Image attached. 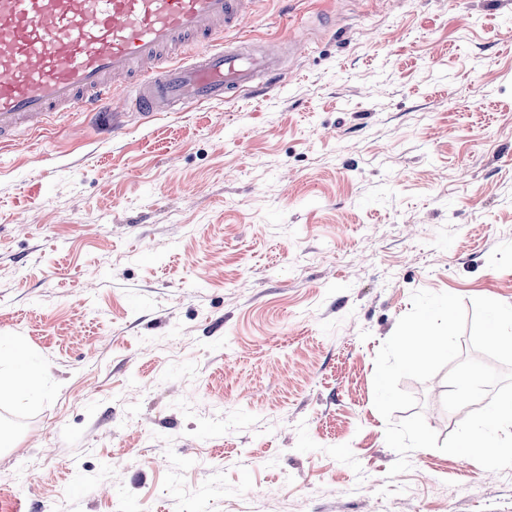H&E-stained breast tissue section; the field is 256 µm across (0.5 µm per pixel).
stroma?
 Masks as SVG:
<instances>
[{"label": "stroma", "mask_w": 512, "mask_h": 512, "mask_svg": "<svg viewBox=\"0 0 512 512\" xmlns=\"http://www.w3.org/2000/svg\"><path fill=\"white\" fill-rule=\"evenodd\" d=\"M288 78L0 147L6 512H512V468L398 455L375 356L425 289L512 305V0H264ZM446 438L444 374L401 383ZM44 372L33 364L27 351L5 340L0 342V397L19 400L30 397L42 386Z\"/></svg>", "instance_id": "stroma-1"}]
</instances>
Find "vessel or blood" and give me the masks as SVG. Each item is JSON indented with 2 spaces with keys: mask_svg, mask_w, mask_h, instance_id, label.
<instances>
[{
  "mask_svg": "<svg viewBox=\"0 0 512 512\" xmlns=\"http://www.w3.org/2000/svg\"><path fill=\"white\" fill-rule=\"evenodd\" d=\"M260 4L0 0V146L61 113L118 105L146 122L273 89L288 74L280 42L239 34Z\"/></svg>",
  "mask_w": 512,
  "mask_h": 512,
  "instance_id": "obj_1",
  "label": "vessel or blood"
}]
</instances>
